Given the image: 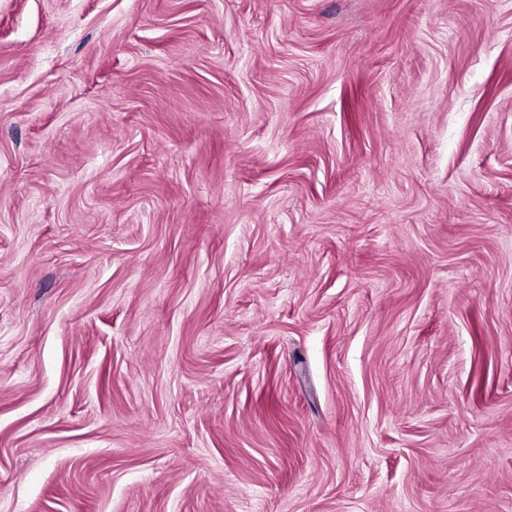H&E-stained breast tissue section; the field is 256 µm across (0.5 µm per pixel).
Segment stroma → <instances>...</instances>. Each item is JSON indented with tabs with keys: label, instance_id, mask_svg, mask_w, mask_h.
<instances>
[{
	"label": "stroma",
	"instance_id": "stroma-1",
	"mask_svg": "<svg viewBox=\"0 0 512 512\" xmlns=\"http://www.w3.org/2000/svg\"><path fill=\"white\" fill-rule=\"evenodd\" d=\"M0 512H512V0H0Z\"/></svg>",
	"mask_w": 512,
	"mask_h": 512
}]
</instances>
